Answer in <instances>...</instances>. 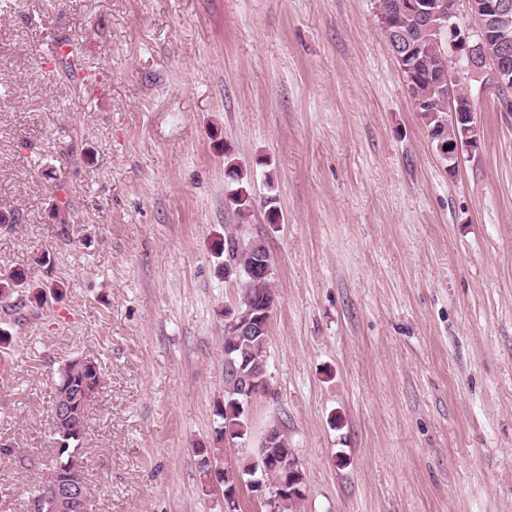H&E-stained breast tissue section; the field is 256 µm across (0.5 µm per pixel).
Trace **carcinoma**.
Returning <instances> with one entry per match:
<instances>
[{"instance_id": "1", "label": "carcinoma", "mask_w": 512, "mask_h": 512, "mask_svg": "<svg viewBox=\"0 0 512 512\" xmlns=\"http://www.w3.org/2000/svg\"><path fill=\"white\" fill-rule=\"evenodd\" d=\"M376 17L382 33L389 43L394 45L397 36H409L416 50L409 60L399 59L397 63L404 74L410 97L416 111L420 112L433 143L438 139H464L463 123L454 122L448 115V52L443 29L423 22L413 12L397 8L398 0H372ZM512 37V13L494 18L490 22L486 37L479 46V56L492 62H499L503 68L512 70V53L505 54L508 38ZM224 174L230 184L234 185L228 194V202L235 212L244 217L253 207L250 175L235 159L224 158ZM253 239L239 240L230 234L224 238L222 252L228 261L237 266L241 274L238 300H249L258 309L273 305V274L263 278L252 279L247 272L252 269L255 252L251 249ZM28 292L34 301L41 305L52 295H63L61 286L54 285L50 292L34 289L26 283L20 271L0 276V303L12 306L15 296ZM270 340V328H265L258 336L241 338L224 337V349L233 350L236 365H244V370H253L260 375L267 371V348ZM103 387V374L96 359L88 357L74 358L66 362L58 371L55 390L70 395L77 401L86 391L100 392ZM241 381L236 372L224 368V399L216 406L215 416L220 424L215 428L211 442L212 447L205 449L199 463L204 477L210 476L211 468L219 473V483L224 492L239 494L242 486L248 484L252 477L264 476L269 480H286L288 488L275 499L274 512H296L298 502L304 499L306 488L305 473L300 465L295 449L290 447L288 431L280 421H273L267 428L277 433V439L271 441L267 434H262L259 445L246 461L233 466L226 461L224 445L230 441L243 439L249 430V414L246 399L240 392ZM83 434L69 439L68 450L59 452L54 449V459L49 471L64 469L69 458L81 457ZM288 454L286 462L290 463V472L283 475V470L274 466L283 454Z\"/></svg>"}]
</instances>
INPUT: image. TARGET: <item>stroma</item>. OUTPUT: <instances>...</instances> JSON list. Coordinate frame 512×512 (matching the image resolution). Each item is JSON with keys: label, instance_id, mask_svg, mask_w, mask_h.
Listing matches in <instances>:
<instances>
[{"label": "stroma", "instance_id": "35a3bbf8", "mask_svg": "<svg viewBox=\"0 0 512 512\" xmlns=\"http://www.w3.org/2000/svg\"><path fill=\"white\" fill-rule=\"evenodd\" d=\"M465 82L480 142L452 170L371 0H0V272L63 285L0 311L6 512H30L53 380L82 356L104 373L88 512H224L195 449L224 398L234 227L265 239L274 305L268 391L227 458L278 419L297 512H512V112ZM224 164L225 177L230 184L234 185L228 194V202L239 216L244 217L253 207L250 175L246 168L244 169L235 161V158L225 157Z\"/></svg>", "mask_w": 512, "mask_h": 512}]
</instances>
